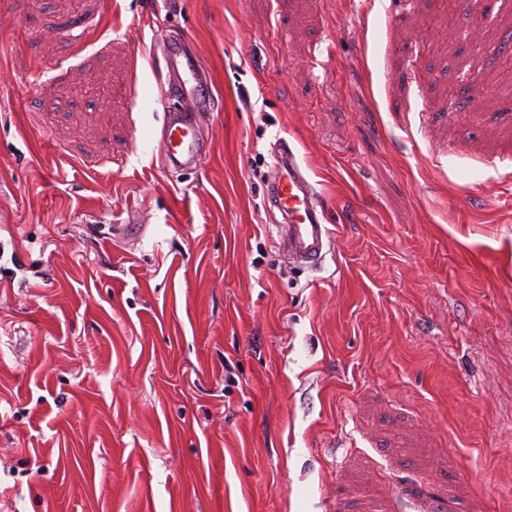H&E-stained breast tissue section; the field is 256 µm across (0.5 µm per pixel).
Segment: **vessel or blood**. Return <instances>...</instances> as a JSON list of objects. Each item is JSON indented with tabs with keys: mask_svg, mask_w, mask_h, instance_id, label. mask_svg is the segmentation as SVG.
Listing matches in <instances>:
<instances>
[{
	"mask_svg": "<svg viewBox=\"0 0 512 512\" xmlns=\"http://www.w3.org/2000/svg\"><path fill=\"white\" fill-rule=\"evenodd\" d=\"M162 54L170 78L167 94L177 105L166 113L159 148L169 165L188 170L196 166L200 155L197 117L214 103L212 81L189 46L167 43L162 47ZM274 168L276 177L270 200L288 218L285 226L288 249L299 257L317 261L329 235L323 222L322 194L305 177L288 142H281L275 152Z\"/></svg>",
	"mask_w": 512,
	"mask_h": 512,
	"instance_id": "1",
	"label": "vessel or blood"
}]
</instances>
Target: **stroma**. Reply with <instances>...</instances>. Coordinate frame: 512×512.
Returning <instances> with one entry per match:
<instances>
[{
	"mask_svg": "<svg viewBox=\"0 0 512 512\" xmlns=\"http://www.w3.org/2000/svg\"><path fill=\"white\" fill-rule=\"evenodd\" d=\"M508 54L502 0H0V512H512ZM161 49L170 78L167 94L178 105L165 111L159 148L169 165L188 170L196 166L201 151L198 114L214 104L212 81L194 49L182 43H163ZM273 157L276 177L270 201L288 217L284 225L288 251L315 262L321 258L325 237H329L322 224V193L305 177L294 148L286 140Z\"/></svg>",
	"mask_w": 512,
	"mask_h": 512,
	"instance_id": "stroma-1",
	"label": "stroma"
}]
</instances>
